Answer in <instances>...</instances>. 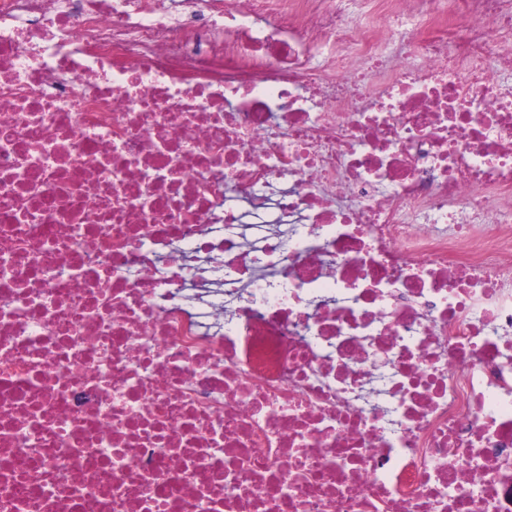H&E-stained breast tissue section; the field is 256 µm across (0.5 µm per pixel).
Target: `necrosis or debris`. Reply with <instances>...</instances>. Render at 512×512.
Listing matches in <instances>:
<instances>
[{
    "instance_id": "4bbe7bcc",
    "label": "necrosis or debris",
    "mask_w": 512,
    "mask_h": 512,
    "mask_svg": "<svg viewBox=\"0 0 512 512\" xmlns=\"http://www.w3.org/2000/svg\"><path fill=\"white\" fill-rule=\"evenodd\" d=\"M512 0H0V512H512Z\"/></svg>"
}]
</instances>
